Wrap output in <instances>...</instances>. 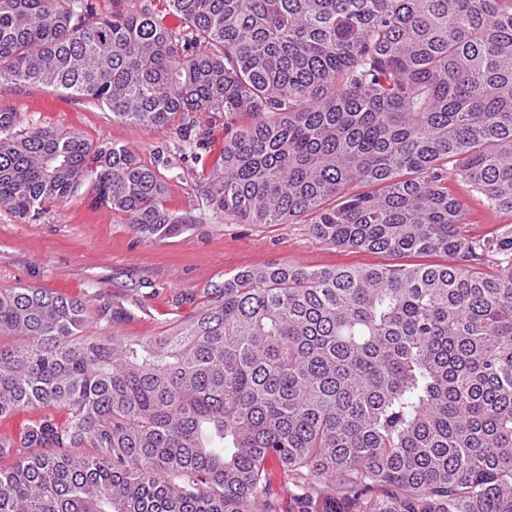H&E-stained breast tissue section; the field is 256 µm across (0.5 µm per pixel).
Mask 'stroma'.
Returning <instances> with one entry per match:
<instances>
[{"label": "stroma", "instance_id": "35a3bbf8", "mask_svg": "<svg viewBox=\"0 0 512 512\" xmlns=\"http://www.w3.org/2000/svg\"><path fill=\"white\" fill-rule=\"evenodd\" d=\"M18 112L22 126L80 132L95 145L133 150L168 182L165 206L192 217L169 238L149 242L123 214L92 204L83 186L40 217L22 221L0 208V289L46 288L82 301L88 311L122 303L135 316L122 327L139 340L193 317L207 290L241 269L271 262L314 268L385 263V256L340 251L315 240L307 224H229L208 208L202 192L224 164V142L237 130L220 113H200L189 140L175 127L152 131L113 119L81 98L45 87L0 81V110ZM452 193L467 210L464 230L481 238L512 229V212L492 210L468 186Z\"/></svg>", "mask_w": 512, "mask_h": 512}]
</instances>
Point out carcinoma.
<instances>
[{
	"label": "carcinoma",
	"instance_id": "carcinoma-1",
	"mask_svg": "<svg viewBox=\"0 0 512 512\" xmlns=\"http://www.w3.org/2000/svg\"><path fill=\"white\" fill-rule=\"evenodd\" d=\"M107 2L0 0V79L149 130L242 119L207 207L398 262L242 269L138 341L119 304L90 334L81 301L1 288L0 417L65 419L0 440V512H281L273 459L292 512H512V230L467 236L448 188L512 211V6ZM18 123L0 112L15 218L88 182L147 241L192 223L126 146ZM46 415L58 421H62L65 417L64 411L57 408L19 409L11 415L0 417V436L3 429L8 438L16 440L26 431L29 425ZM270 469L273 472V483L275 489L282 499L283 510L286 511L290 507V504L293 502V500L296 498L299 490L293 483L287 479H284L282 468L277 461L272 460L270 462Z\"/></svg>",
	"mask_w": 512,
	"mask_h": 512
}]
</instances>
